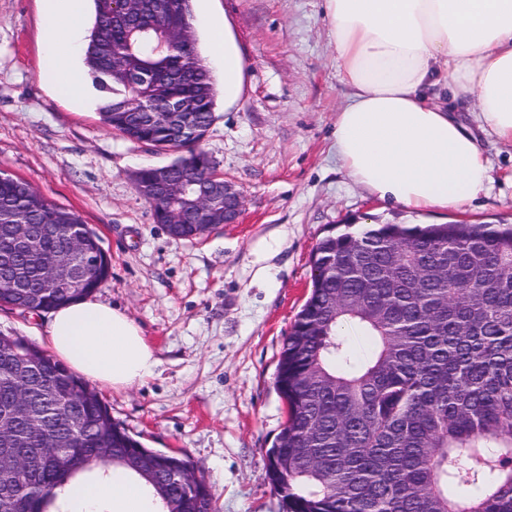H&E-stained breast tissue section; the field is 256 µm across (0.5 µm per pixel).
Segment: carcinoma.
I'll return each mask as SVG.
<instances>
[{"mask_svg":"<svg viewBox=\"0 0 512 512\" xmlns=\"http://www.w3.org/2000/svg\"><path fill=\"white\" fill-rule=\"evenodd\" d=\"M86 64L104 95L102 123L124 137L184 152L170 178L216 176L201 149L217 85L191 31L192 0H93ZM155 169L136 175L140 195ZM155 222L184 213L193 239L196 197L151 201ZM0 255L23 288L0 306L55 310L109 277L111 261L81 216L25 180L0 173ZM76 227L99 265L69 288L41 287L39 256L69 244ZM310 293L286 338L275 377L287 420L267 450L265 478L288 512H512V225L346 224L310 253ZM373 344L354 358L341 330ZM28 414L0 429V453L61 448L82 476L121 467L144 481L158 512H212L211 486L187 456L159 455L112 421L82 378L28 340L25 356L0 344V413ZM109 457L92 465L96 449ZM71 478L52 457L34 472H0V512H65Z\"/></svg>","mask_w":512,"mask_h":512,"instance_id":"cac0c4a2","label":"carcinoma"}]
</instances>
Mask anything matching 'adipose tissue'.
Masks as SVG:
<instances>
[{
	"instance_id": "obj_1",
	"label": "adipose tissue",
	"mask_w": 512,
	"mask_h": 512,
	"mask_svg": "<svg viewBox=\"0 0 512 512\" xmlns=\"http://www.w3.org/2000/svg\"><path fill=\"white\" fill-rule=\"evenodd\" d=\"M43 53L57 91L76 100L87 49L83 0H46ZM343 81L336 157L378 199L411 213L477 198L490 180L479 140L457 118L474 109L483 129L512 143V0H324ZM446 84L453 107L434 103ZM54 353L101 384L130 387L159 364L126 314L92 299L54 310ZM66 512H154L142 481L121 469L60 492Z\"/></svg>"
}]
</instances>
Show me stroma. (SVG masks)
I'll use <instances>...</instances> for the list:
<instances>
[{
	"label": "stroma",
	"mask_w": 512,
	"mask_h": 512,
	"mask_svg": "<svg viewBox=\"0 0 512 512\" xmlns=\"http://www.w3.org/2000/svg\"><path fill=\"white\" fill-rule=\"evenodd\" d=\"M192 32L216 82L209 34L225 28L242 59L236 98L218 95L202 143L241 191L239 223L196 239L156 224L135 175L175 155L122 137L44 71V0H0V171L77 212L101 239L111 276L94 299L125 313L159 360L144 383L95 384L115 423L145 447L183 453L213 493L214 512H286L264 479L286 421L280 352L308 297L309 256L347 222L512 224V144L460 118L490 163L487 193L460 208L410 216L355 184L333 153L343 82L323 0H194ZM49 313L0 306V334L49 349Z\"/></svg>",
	"instance_id": "1"
}]
</instances>
